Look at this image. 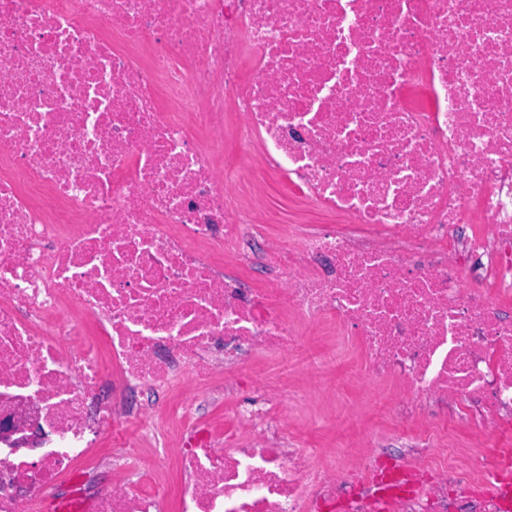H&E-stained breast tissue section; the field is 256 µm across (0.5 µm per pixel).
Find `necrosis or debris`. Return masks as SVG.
<instances>
[{"label":"necrosis or debris","mask_w":512,"mask_h":512,"mask_svg":"<svg viewBox=\"0 0 512 512\" xmlns=\"http://www.w3.org/2000/svg\"><path fill=\"white\" fill-rule=\"evenodd\" d=\"M231 113L330 224L251 252ZM355 349L409 396L411 494L288 439L306 394L251 376ZM185 378L236 391L232 430ZM510 462L512 0H0V512L92 463L118 475L92 512H505L485 483Z\"/></svg>","instance_id":"necrosis-or-debris-1"}]
</instances>
